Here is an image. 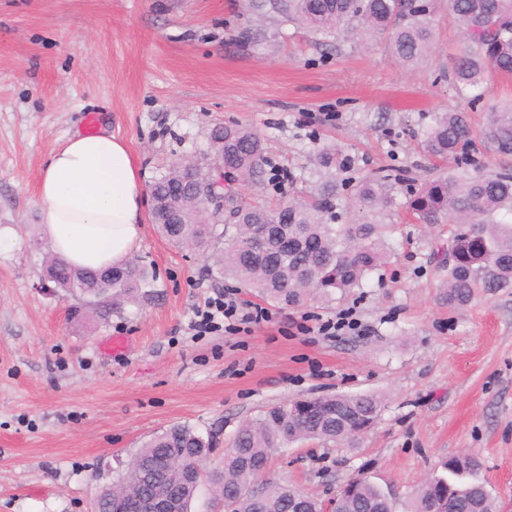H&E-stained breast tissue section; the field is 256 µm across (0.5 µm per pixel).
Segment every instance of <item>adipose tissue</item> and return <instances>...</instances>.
Returning <instances> with one entry per match:
<instances>
[{"instance_id":"1","label":"adipose tissue","mask_w":512,"mask_h":512,"mask_svg":"<svg viewBox=\"0 0 512 512\" xmlns=\"http://www.w3.org/2000/svg\"><path fill=\"white\" fill-rule=\"evenodd\" d=\"M43 230L71 266L123 264L143 240L147 191L125 140L73 133L50 157L37 187Z\"/></svg>"}]
</instances>
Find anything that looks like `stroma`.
Masks as SVG:
<instances>
[{"label": "stroma", "instance_id": "1", "mask_svg": "<svg viewBox=\"0 0 512 512\" xmlns=\"http://www.w3.org/2000/svg\"><path fill=\"white\" fill-rule=\"evenodd\" d=\"M413 67L385 38L318 44L305 27L245 0H0V512H94L100 469H121L142 444L181 423L218 438L202 462L220 468L236 431L302 397L373 393L382 408L356 448L306 440L272 453L262 474L326 500L363 476L411 494L464 451L499 512H512V288L452 310L444 296L448 224L407 207L415 188L451 172L419 142L437 113L474 131L512 101V76L457 87L450 56L462 33L445 6ZM125 139L144 182L205 158L215 126L263 139L261 177L238 182L275 206L318 180L315 156L337 144L360 180L391 175L377 214L387 263L341 299L261 303L224 278L212 255L174 246L152 222L134 257L146 297L109 316L76 315L79 296L45 291L37 185L45 162L89 114ZM264 304L269 319L234 333L192 324L217 295ZM351 312L357 325L318 326ZM128 339L112 352L113 337Z\"/></svg>", "mask_w": 512, "mask_h": 512}]
</instances>
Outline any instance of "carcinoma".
I'll return each instance as SVG.
<instances>
[{
	"label": "carcinoma",
	"instance_id": "carcinoma-1",
	"mask_svg": "<svg viewBox=\"0 0 512 512\" xmlns=\"http://www.w3.org/2000/svg\"><path fill=\"white\" fill-rule=\"evenodd\" d=\"M257 13L270 10L289 22L323 37L343 29L386 37L392 54L406 65L420 59L432 39L434 0H249ZM448 11L461 24V44L451 58L454 82L480 85L490 73L512 76V0H448ZM472 130L461 112H443L424 133L423 151L434 158L457 159L455 172L437 177L415 190L409 208L431 222L445 218L456 226L448 239V307L469 304L478 295L512 288V224L498 220L512 214V168L494 174L476 173L477 162L467 154ZM482 138L497 155L512 157V104L492 108ZM215 163L224 164V179L256 178L265 164L261 137L241 126H219L211 134ZM317 162L324 179L314 193L270 209L253 205L231 186L224 187V208L236 216L224 223V213L205 203L211 169L193 160L176 161L153 181L152 222L177 246L212 247L224 274L254 289L262 298L295 305L317 292L326 301L361 286L371 271L385 264L386 246L380 226L368 216L348 224H329L341 189H352L361 209L375 212L390 203L388 177L353 182L336 181V172L352 162L336 150L322 148ZM47 276L56 287L77 294L94 307L127 295H147L150 276L130 260L112 269H75L53 255ZM381 400L372 394H338L273 405L247 422L231 440L221 469L204 475L190 471L216 447L185 424H173L134 455L135 464L101 488L97 512H141L134 494L149 498L162 493L180 512L208 477L226 512H288L302 491L285 485L256 484V472L278 448L298 440L357 447L362 427L378 421ZM479 460L461 465L454 458L442 463L412 498L411 512H497L494 500L478 479ZM254 485L257 495L241 490ZM339 512H393L391 496L366 478L348 482L339 496Z\"/></svg>",
	"mask_w": 512,
	"mask_h": 512
}]
</instances>
